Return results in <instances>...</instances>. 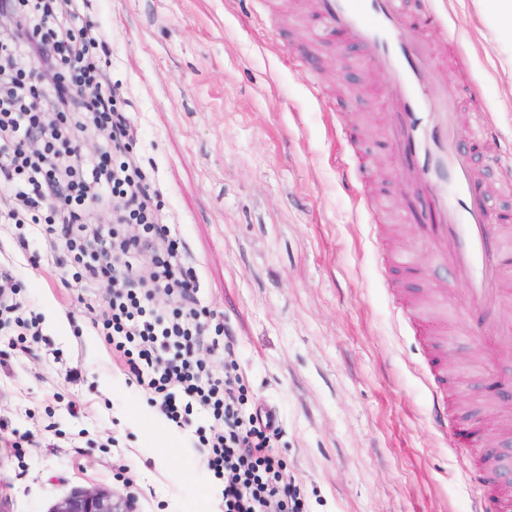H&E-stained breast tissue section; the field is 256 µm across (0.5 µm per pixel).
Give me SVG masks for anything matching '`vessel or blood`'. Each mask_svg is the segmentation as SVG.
Masks as SVG:
<instances>
[{"mask_svg": "<svg viewBox=\"0 0 512 512\" xmlns=\"http://www.w3.org/2000/svg\"><path fill=\"white\" fill-rule=\"evenodd\" d=\"M314 14L325 30L361 48L384 77L393 161L416 172L420 241L467 283L474 314L467 331L479 341L484 371L494 373L499 343L512 331L485 324L479 312L493 297L512 303V289L500 275L512 264V244L495 241L471 168L472 151L487 140L488 127L480 121L470 126L468 145L456 139L464 98L449 93L443 68L424 37L440 26L439 16L421 7L407 10L405 0H317ZM493 496L503 512H512V486L496 469L485 467L477 497Z\"/></svg>", "mask_w": 512, "mask_h": 512, "instance_id": "b4317fda", "label": "vessel or blood"}]
</instances>
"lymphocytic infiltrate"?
<instances>
[{"label":"lymphocytic infiltrate","instance_id":"1","mask_svg":"<svg viewBox=\"0 0 512 512\" xmlns=\"http://www.w3.org/2000/svg\"><path fill=\"white\" fill-rule=\"evenodd\" d=\"M0 12L18 20L13 36L0 39V195L14 201L0 209V223L42 225L65 241L57 268L71 271L82 289L108 285L103 326L128 375L157 395L161 413L177 426L188 425L194 410L207 413L202 441L209 469L224 479V512H305L275 451V416L249 407L239 377H212L199 356L207 326L185 303L197 288L195 276L183 267L177 240L157 224L139 171L120 158L133 130L90 52L104 44L103 33L76 4L63 10L56 0H0ZM24 55L34 65L59 67L63 81L94 90V99L52 94L56 117L45 120L44 95L19 65ZM90 131L103 139L92 156L76 147ZM53 197L58 204L51 208ZM113 201L121 204L115 224L90 222L94 208ZM121 224L143 232L121 236ZM147 254L153 271L146 277L140 267ZM160 291L178 296L179 306L155 309Z\"/></svg>","mask_w":512,"mask_h":512}]
</instances>
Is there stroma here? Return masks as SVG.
<instances>
[{"instance_id":"obj_1","label":"stroma","mask_w":512,"mask_h":512,"mask_svg":"<svg viewBox=\"0 0 512 512\" xmlns=\"http://www.w3.org/2000/svg\"><path fill=\"white\" fill-rule=\"evenodd\" d=\"M459 30L430 32L449 90L492 128L473 156L490 205H512V75L478 0H427ZM106 34L107 78L137 136L131 159L162 207L216 327L206 353L224 375L232 344L249 402L274 410L276 450L309 512H473L470 451L433 426L425 357L394 312L402 292L444 327L455 421L512 445V406L466 334V287L449 280L407 207L385 148L379 77L356 46L314 34V0H87ZM356 84L358 95L337 89ZM62 240L0 223V265L18 310L0 316V512H52L80 489L133 495L137 512H224L198 448L128 376L102 333L104 291L79 298L52 263ZM406 251L410 277L377 269ZM25 432L17 442L15 431Z\"/></svg>"}]
</instances>
